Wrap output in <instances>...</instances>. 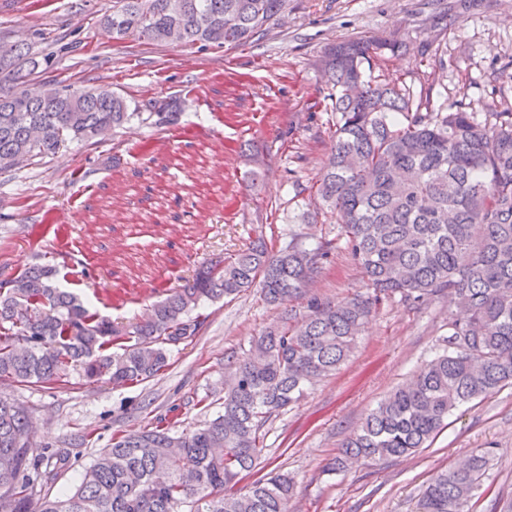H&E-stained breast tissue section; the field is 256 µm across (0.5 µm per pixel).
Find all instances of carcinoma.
<instances>
[{
    "mask_svg": "<svg viewBox=\"0 0 512 512\" xmlns=\"http://www.w3.org/2000/svg\"><path fill=\"white\" fill-rule=\"evenodd\" d=\"M288 0H112L104 25L112 39L157 46L232 49L267 35ZM403 48L397 41L352 40L321 60L329 92L311 103L336 113L331 153L316 189L338 217L346 249L367 292L331 302L307 297L331 243L278 250L258 237L245 249L197 269L151 313L119 325L58 287L56 271L27 264L0 281V382L56 385L76 371L88 383L139 384L167 366L168 345L196 334L189 312L202 302L258 288L273 304L307 299L298 325L259 336L247 356L225 365L224 411L195 431L145 426L112 439L74 490L41 489L57 473L28 455L30 412L0 396V512H288L294 482L270 472L244 492L239 477L263 451V426L353 352L377 303L399 294L418 302L448 292L465 310L448 317V348L398 387L342 444L333 462L387 460L428 447L457 407L512 385V111L489 129L463 102L428 82L391 84L374 63ZM32 47L0 54V75L16 90L0 94V174L55 154L67 141L99 142L136 118L174 124L180 103L133 112L108 89L48 81L27 85ZM486 454L435 474L420 512H472Z\"/></svg>",
    "mask_w": 512,
    "mask_h": 512,
    "instance_id": "carcinoma-1",
    "label": "carcinoma"
}]
</instances>
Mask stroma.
<instances>
[{
	"label": "stroma",
	"instance_id": "obj_1",
	"mask_svg": "<svg viewBox=\"0 0 512 512\" xmlns=\"http://www.w3.org/2000/svg\"><path fill=\"white\" fill-rule=\"evenodd\" d=\"M112 0H0V41L24 38L50 52L32 86L55 79L104 87L130 107L180 98L174 127L132 120L105 140L71 142L48 159L0 174V281L31 262L53 266L60 287L116 321L141 318L195 265L231 255L256 237L274 248L331 242L310 295L333 302L363 293L335 213L316 210L315 185L332 146L330 113L307 109L326 94L317 63L329 44L406 42L381 67L413 83L421 60L448 90L494 125L512 106V0H288L263 40L229 50L114 42L102 18ZM199 88L200 99L187 95ZM315 212L312 223L297 215ZM196 336L139 385L0 383L30 409V456L56 469L47 493L75 488L114 437L165 420L188 432L222 410L225 364L279 323L282 307L253 288L199 309ZM450 308L438 296L383 299L350 358L303 400L266 424L264 451L241 486L269 472L296 482L290 512H419L430 478L471 452L490 451L475 512L512 500V387L461 406L429 447L400 459L329 464L343 441L397 386L440 353Z\"/></svg>",
	"mask_w": 512,
	"mask_h": 512
}]
</instances>
